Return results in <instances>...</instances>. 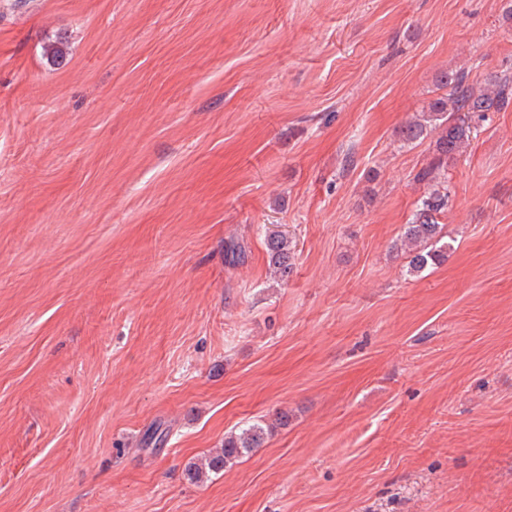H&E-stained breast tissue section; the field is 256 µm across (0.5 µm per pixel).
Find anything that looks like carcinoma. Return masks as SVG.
<instances>
[{"label":"carcinoma","instance_id":"cac0c4a2","mask_svg":"<svg viewBox=\"0 0 512 512\" xmlns=\"http://www.w3.org/2000/svg\"><path fill=\"white\" fill-rule=\"evenodd\" d=\"M441 91L427 109L416 113L397 129L399 140L410 146L421 144L436 135L433 154L426 165L414 174V181L428 187L420 198L408 224L395 243L408 259L407 271L420 273L443 262L450 245H439L443 239L441 219L448 212V160L469 145L475 126L472 117H485L488 112H512V69L498 70L474 83L464 70L442 71L436 77ZM268 265L274 276L288 278L293 268L288 238L279 232L266 236ZM266 430L253 424L238 434L224 437L222 452L208 461L213 471L235 464L239 458L261 447Z\"/></svg>","mask_w":512,"mask_h":512}]
</instances>
